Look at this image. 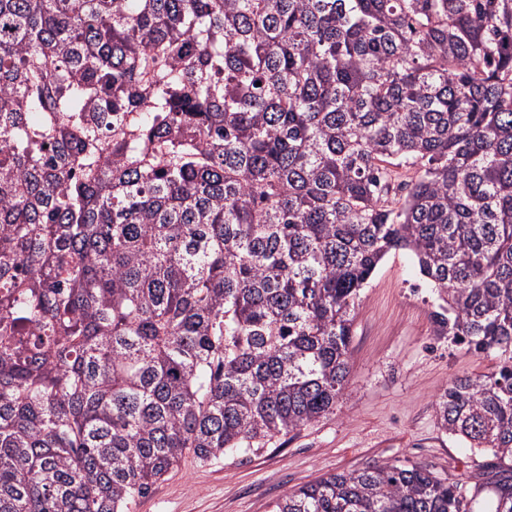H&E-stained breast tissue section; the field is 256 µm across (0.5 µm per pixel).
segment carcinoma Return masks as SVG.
<instances>
[{"label": "carcinoma", "instance_id": "obj_1", "mask_svg": "<svg viewBox=\"0 0 512 512\" xmlns=\"http://www.w3.org/2000/svg\"><path fill=\"white\" fill-rule=\"evenodd\" d=\"M406 250L469 489L376 462L269 512H512V0H0V512H132L336 412Z\"/></svg>", "mask_w": 512, "mask_h": 512}]
</instances>
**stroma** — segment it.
Masks as SVG:
<instances>
[{"label":"stroma","mask_w":512,"mask_h":512,"mask_svg":"<svg viewBox=\"0 0 512 512\" xmlns=\"http://www.w3.org/2000/svg\"><path fill=\"white\" fill-rule=\"evenodd\" d=\"M436 306L410 253H389L362 291L335 414L256 454L206 464L185 457L133 512H269L286 492L386 460L472 484L495 459L444 432L434 404L454 377L489 372L495 359L435 335Z\"/></svg>","instance_id":"1"}]
</instances>
